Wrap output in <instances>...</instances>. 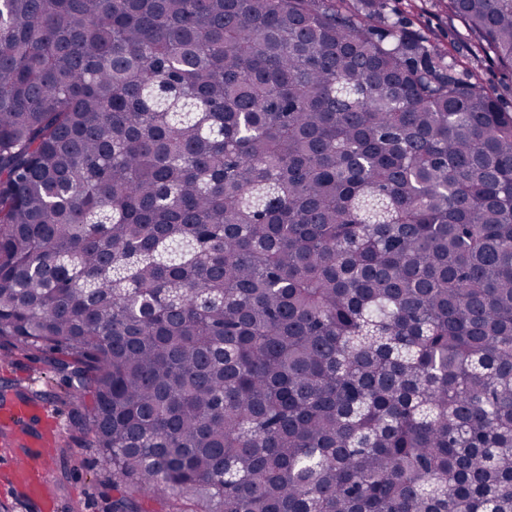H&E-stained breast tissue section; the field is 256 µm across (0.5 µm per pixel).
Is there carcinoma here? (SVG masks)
Instances as JSON below:
<instances>
[{
    "label": "carcinoma",
    "mask_w": 512,
    "mask_h": 512,
    "mask_svg": "<svg viewBox=\"0 0 512 512\" xmlns=\"http://www.w3.org/2000/svg\"><path fill=\"white\" fill-rule=\"evenodd\" d=\"M361 2L0 0V349L112 512H512V111Z\"/></svg>",
    "instance_id": "obj_1"
}]
</instances>
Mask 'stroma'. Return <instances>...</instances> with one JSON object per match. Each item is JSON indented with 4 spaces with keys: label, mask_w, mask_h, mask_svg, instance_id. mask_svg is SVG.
<instances>
[{
    "label": "stroma",
    "mask_w": 512,
    "mask_h": 512,
    "mask_svg": "<svg viewBox=\"0 0 512 512\" xmlns=\"http://www.w3.org/2000/svg\"><path fill=\"white\" fill-rule=\"evenodd\" d=\"M374 10L384 17L404 16L410 29L425 36L432 48L450 52L459 65H469L465 28L449 17L446 0H375ZM62 385L61 374L51 372L44 360L0 350V388L38 389L44 394L45 417L27 421L25 427L52 445L53 457L42 473L54 512H110L112 489L103 481L96 449L72 442L69 410L58 400Z\"/></svg>",
    "instance_id": "obj_1"
}]
</instances>
